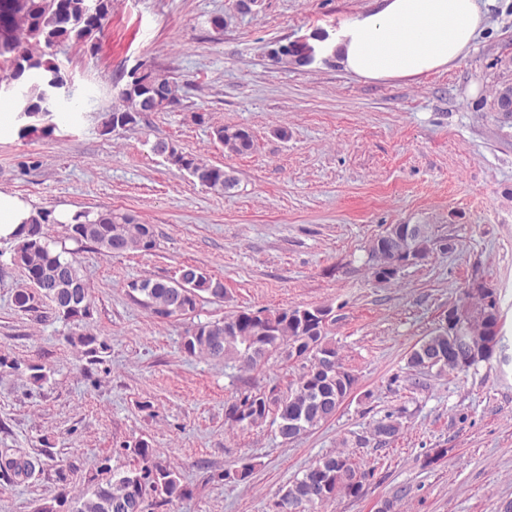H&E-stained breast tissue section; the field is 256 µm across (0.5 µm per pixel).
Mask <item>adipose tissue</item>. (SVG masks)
<instances>
[{
    "mask_svg": "<svg viewBox=\"0 0 512 512\" xmlns=\"http://www.w3.org/2000/svg\"><path fill=\"white\" fill-rule=\"evenodd\" d=\"M376 11L342 23L316 51L371 80L421 75L465 54L484 24L477 0H377Z\"/></svg>",
    "mask_w": 512,
    "mask_h": 512,
    "instance_id": "adipose-tissue-1",
    "label": "adipose tissue"
}]
</instances>
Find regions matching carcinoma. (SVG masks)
Returning a JSON list of instances; mask_svg holds the SVG:
<instances>
[{"instance_id":"cac0c4a2","label":"carcinoma","mask_w":512,"mask_h":512,"mask_svg":"<svg viewBox=\"0 0 512 512\" xmlns=\"http://www.w3.org/2000/svg\"><path fill=\"white\" fill-rule=\"evenodd\" d=\"M111 11L112 0H0V57L9 63L6 79L27 86L20 117L52 116L51 86L66 84L54 48L64 42L95 48ZM311 51L306 43L294 44L278 62L301 63ZM142 73L119 90L118 102L106 113L104 130H131L141 123L143 114L160 111L159 102L180 103L168 77L151 68ZM494 106L506 117L512 116L511 84L496 91ZM213 137L236 155L248 153L254 145L253 135L245 127L217 126ZM152 150L217 194L237 185L234 171L209 164L166 141L155 142ZM58 223L53 211L40 208L12 239L11 263L21 270L25 281L15 294V304L26 312L48 305L57 319L75 326L76 331L66 337L67 343L92 361L107 346L89 330L91 293L76 259L52 248L50 229ZM402 228L401 224L390 225L365 249V269L385 285L397 282L405 268L424 262L443 242L435 225L420 224L419 232L397 247L391 239L400 236ZM66 229L70 239L89 244L104 255L141 251L136 237L138 223L125 212L109 209L92 217L90 212L80 211ZM129 288L150 314L165 319L194 312L205 294L222 299L225 292L223 281L193 264L181 266L172 278L136 280ZM453 308L465 329V344L452 345L448 329L436 327L409 354L407 363L415 373L466 372L492 358L499 349L500 300L494 289L474 280L463 289ZM331 311L326 306H298L275 311L241 310L218 320H200L187 330L183 349L190 356L233 362L248 371L272 359L306 362L287 390L241 391L226 414L228 423L242 428L259 426L270 417L282 442L290 443L332 419L357 384V377L345 367L328 339V327L335 322ZM404 413L403 409L390 412L378 421L373 429L375 439L380 443L396 439L403 429ZM124 450L132 454L136 464L123 471L122 478L98 484L84 496L61 494L39 505L37 512H124L122 504L132 490L156 509L189 495L176 467L162 461L159 451L146 440L127 444ZM0 471L27 478L33 464L22 457L8 458L0 462ZM366 477L352 455L344 451L326 455L289 482L274 504L275 512H280L283 500L299 506L300 512H316L338 497L357 498L363 493Z\"/></svg>"}]
</instances>
